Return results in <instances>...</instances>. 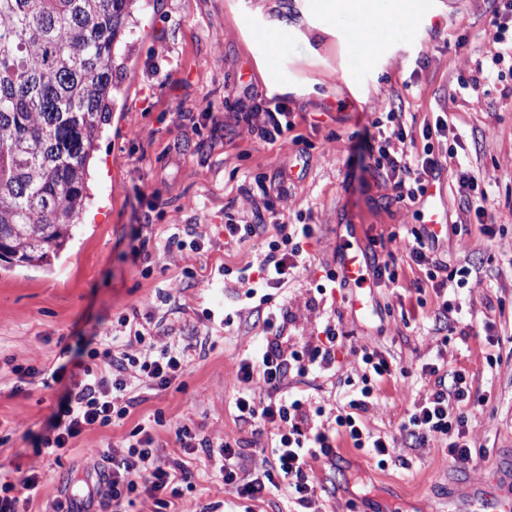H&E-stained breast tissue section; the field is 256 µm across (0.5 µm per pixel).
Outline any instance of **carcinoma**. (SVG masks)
Masks as SVG:
<instances>
[{"instance_id": "obj_1", "label": "carcinoma", "mask_w": 512, "mask_h": 512, "mask_svg": "<svg viewBox=\"0 0 512 512\" xmlns=\"http://www.w3.org/2000/svg\"><path fill=\"white\" fill-rule=\"evenodd\" d=\"M136 0H0V259L50 271L90 206Z\"/></svg>"}]
</instances>
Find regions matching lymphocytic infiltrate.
I'll return each mask as SVG.
<instances>
[{
	"label": "lymphocytic infiltrate",
	"instance_id": "1",
	"mask_svg": "<svg viewBox=\"0 0 512 512\" xmlns=\"http://www.w3.org/2000/svg\"><path fill=\"white\" fill-rule=\"evenodd\" d=\"M241 118L248 124L261 120V135L270 142L293 127L287 104L276 99L254 97ZM373 126L375 163L385 169L397 200H420L443 158L457 155L453 146L443 156L434 152L432 138L444 136L448 127L444 118L423 127L425 144L418 153L404 148L407 134L401 113H382ZM276 230V238L268 240L254 273L237 279L246 298L257 299L263 317L259 347L239 363L240 388L234 400L238 420L253 427L255 434L271 437L270 454L261 469H246L241 440L203 438L185 422L175 427L180 458L163 459L160 441L152 431L153 426L164 423L158 415L153 425L136 424L120 446L102 449L87 469L84 486L57 500L55 512H122L123 504L137 500L152 503V512H168L182 487L191 485L194 478L188 458L201 453L213 459L215 479L237 497L258 501L284 487L303 512H311L319 501L318 486L311 479L313 466L324 459L335 460L337 438L349 439L354 448L370 454L378 467L387 465L390 440L370 431L362 421L380 383L398 370L384 354L366 345L353 349L360 371L358 387L340 409L312 404L309 397L287 389L289 378L335 372L346 337L341 309L350 300L343 296L344 285L337 281L335 271H327L316 296L304 303L303 310L316 315L314 325L308 331L299 327V311L289 301H275L273 291L307 269V246L314 227L280 224ZM437 239V234L426 228L414 229L405 248L410 261L425 271L424 279L414 281L415 290L431 284L439 300L435 317L448 322L459 310L448 295V285L467 286L470 270L463 265L449 267L437 258L433 247ZM119 325L120 333L104 337L103 349H91L88 362L72 373L69 391L52 416L49 434L41 441L42 453L63 456L85 432L124 425L138 403L140 386L167 390L189 364V345L173 339L158 341L134 317H122ZM447 365L441 355L422 363L420 375L432 378L433 385L413 401L401 429L410 447L426 448L439 442L449 459L465 468L478 457L467 437L471 425L467 407L483 405L486 398L474 392L469 376L448 370Z\"/></svg>",
	"mask_w": 512,
	"mask_h": 512
}]
</instances>
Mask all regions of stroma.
I'll return each instance as SVG.
<instances>
[{"mask_svg":"<svg viewBox=\"0 0 512 512\" xmlns=\"http://www.w3.org/2000/svg\"><path fill=\"white\" fill-rule=\"evenodd\" d=\"M494 0H430L427 17L395 24L383 32V59L367 67L349 49L350 18L326 17L320 0H151L127 20L126 65L113 71L122 90L112 122L102 135L91 168L94 202L69 251L52 271L11 267L0 261V478L13 482L36 470L42 489L31 512H52L66 485L85 477L87 462L118 442L126 427L87 433L61 461L38 455L59 399L71 383L63 375L42 384L22 370L52 366L57 359L86 358L91 342L118 326L120 317L149 319L158 336L187 339L197 347L184 374L163 392L142 390L131 422L190 421L199 435L243 438L232 407L238 365L259 342L262 319L243 289L224 285L223 267L254 270L268 236L279 224L308 215L316 231L308 246L314 262L283 295L303 305L309 288L336 268L345 238L368 253L383 243L403 264L398 291L356 288L364 312L343 314L347 349L336 375L294 377L288 387L313 400L342 406L352 393L351 348L378 347L405 372L385 380L366 425L394 439L387 468L365 452L339 442L334 462H319L312 478L325 489L320 512H433L436 502L462 499L478 487L491 489L512 479V74L485 90H463L459 78L474 76L499 46L490 20ZM294 26L280 49L279 71L294 92L284 102L294 127L270 144L259 128L236 117L245 88L261 97L271 90L259 72L261 32L275 19ZM401 112L415 149H422L424 121L448 119V134L434 143L446 152L461 134L460 156L477 177L496 182L492 223L482 227L458 202L456 167L443 166L437 204L446 224L465 223L470 250L460 254L456 236L439 254L464 258L477 285L458 290V319L474 333L443 335L434 328L433 288L416 292L422 273L405 266L404 238L427 220V204L401 202L370 153L379 113ZM201 113L197 129L182 113ZM274 189L273 212L264 213V235L237 244L224 242V215L251 217L261 187ZM153 195L152 224L142 221L138 191ZM192 225L199 251L167 250L169 235ZM146 243V254L134 246ZM197 268L196 280L183 275ZM213 319H206V312ZM492 321L498 345L482 334ZM448 367L469 374L484 405L473 408L468 437L486 448L483 458L460 469L439 445L409 449L400 431L414 401L428 390L420 366L440 346ZM499 366L489 367L488 355ZM248 468L263 456L249 442ZM180 512H289L286 493L245 503L211 479L197 480L178 501Z\"/></svg>","mask_w":512,"mask_h":512,"instance_id":"obj_1","label":"stroma"}]
</instances>
